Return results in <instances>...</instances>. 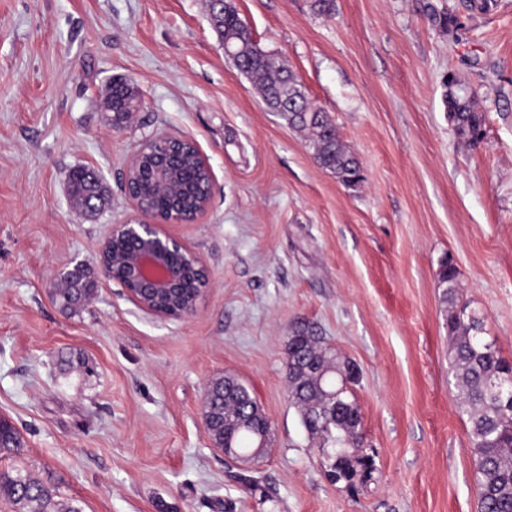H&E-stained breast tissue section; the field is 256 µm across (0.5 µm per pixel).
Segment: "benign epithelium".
I'll list each match as a JSON object with an SVG mask.
<instances>
[{"label": "benign epithelium", "mask_w": 512, "mask_h": 512, "mask_svg": "<svg viewBox=\"0 0 512 512\" xmlns=\"http://www.w3.org/2000/svg\"><path fill=\"white\" fill-rule=\"evenodd\" d=\"M173 145L168 153H157V178L138 190L130 187L138 165L152 144ZM191 140L175 135L153 136L144 140L131 155L124 191L134 216L122 224L111 225L98 246L90 265L77 266L87 279L99 274L118 282L127 297L140 309L159 318L181 319L194 315L208 288L210 273L202 258L181 239L170 234L165 225L174 223L165 209H148L145 196L170 199L178 191L176 164L182 161L183 145Z\"/></svg>", "instance_id": "benign-epithelium-1"}]
</instances>
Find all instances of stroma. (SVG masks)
<instances>
[{"mask_svg":"<svg viewBox=\"0 0 512 512\" xmlns=\"http://www.w3.org/2000/svg\"><path fill=\"white\" fill-rule=\"evenodd\" d=\"M489 2L233 0L358 158L351 189L228 62L205 0H0V415L24 443L0 473L80 512H478L437 271L452 259L512 362V0ZM117 77L143 100L124 128L106 108ZM452 82L486 117L478 145L448 121ZM163 134L213 173L206 211L167 227L210 271L198 313L155 317L105 280L61 310L56 274L131 217L129 158ZM78 166L110 190L98 214L69 202ZM304 325L359 369L375 470L351 488L288 400ZM227 373L270 421L264 459L230 465L208 443L202 398Z\"/></svg>","mask_w":512,"mask_h":512,"instance_id":"stroma-1","label":"stroma"}]
</instances>
